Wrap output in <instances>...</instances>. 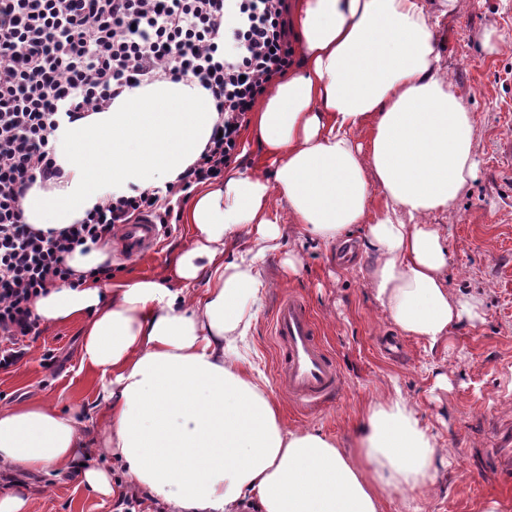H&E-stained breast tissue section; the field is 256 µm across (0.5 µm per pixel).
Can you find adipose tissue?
Returning a JSON list of instances; mask_svg holds the SVG:
<instances>
[{"label":"adipose tissue","mask_w":512,"mask_h":512,"mask_svg":"<svg viewBox=\"0 0 512 512\" xmlns=\"http://www.w3.org/2000/svg\"><path fill=\"white\" fill-rule=\"evenodd\" d=\"M296 25L298 65L271 88L251 132L273 169L226 173L190 199L192 237L176 263L183 287L102 283L93 273L110 254L87 244L65 257L71 280L32 303L42 322L83 320L80 364L103 379L104 446L171 512H381L385 495L435 485L442 449L399 391L370 404L342 447L288 429L265 384L229 354L255 318L257 263L286 230L280 205L300 233L329 244L364 225L369 286L403 334L435 345L479 318L476 296L449 291L445 240L425 221L478 172L472 115L438 65L429 0H297ZM216 119L207 90L165 76L64 123L54 140L62 176L27 191L26 222L60 230L109 195L175 181ZM231 235L248 247L228 263ZM85 422L42 400L0 409V465L76 471L112 495L111 473L81 465Z\"/></svg>","instance_id":"obj_1"}]
</instances>
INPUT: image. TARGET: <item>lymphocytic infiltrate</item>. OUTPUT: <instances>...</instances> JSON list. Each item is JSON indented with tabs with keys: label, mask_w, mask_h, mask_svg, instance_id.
Wrapping results in <instances>:
<instances>
[{
	"label": "lymphocytic infiltrate",
	"mask_w": 512,
	"mask_h": 512,
	"mask_svg": "<svg viewBox=\"0 0 512 512\" xmlns=\"http://www.w3.org/2000/svg\"><path fill=\"white\" fill-rule=\"evenodd\" d=\"M287 14L288 0H0L1 370L38 332L32 299L69 279L66 254L145 215L171 223L196 188L223 179L248 113L291 64ZM167 75L215 100V132L197 159L175 181L110 196L63 230L25 223L27 190L61 175L59 126Z\"/></svg>",
	"instance_id": "lymphocytic-infiltrate-1"
}]
</instances>
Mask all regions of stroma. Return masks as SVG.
<instances>
[{"label":"stroma","mask_w":512,"mask_h":512,"mask_svg":"<svg viewBox=\"0 0 512 512\" xmlns=\"http://www.w3.org/2000/svg\"><path fill=\"white\" fill-rule=\"evenodd\" d=\"M495 29V47L483 40ZM435 31L443 69L466 91L475 123V150L481 160L476 178L448 211L432 214L448 246L449 288L478 295L480 318L464 324L448 341L429 345L402 334L375 300L367 283L374 257L365 251L363 225L351 229L355 252L343 256L325 245L290 234L259 264L265 283L256 318L242 342L239 359L251 366L276 400L288 427L349 440L368 405L388 390L400 389L416 407L420 424L448 449L438 466L432 493L386 498L382 512H482L496 501L512 512V470L502 467L495 428L512 421V163L501 145L512 141V0H463L457 12L437 17ZM186 224L171 225L156 251L127 257L111 249L112 283L165 277L179 287L175 257L187 246ZM296 258L297 271L286 261ZM292 290L307 300L324 338L337 355L344 380L341 396L313 413L300 412L276 382L277 353L270 331L274 298ZM84 323L38 326L17 365L0 370V408L33 399L63 409H79L92 420L82 431V458L93 467H114L102 447L98 400L100 376L80 368ZM54 351L57 362L43 357ZM447 384H439V376ZM30 512H115L116 496L91 493L79 476H23Z\"/></svg>","instance_id":"1"}]
</instances>
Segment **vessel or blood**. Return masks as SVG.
Listing matches in <instances>:
<instances>
[{
	"label": "vessel or blood",
	"mask_w": 512,
	"mask_h": 512,
	"mask_svg": "<svg viewBox=\"0 0 512 512\" xmlns=\"http://www.w3.org/2000/svg\"><path fill=\"white\" fill-rule=\"evenodd\" d=\"M159 233L158 224L145 216L123 225L117 243L128 255L137 256L155 247ZM271 330L278 355L277 383L297 406L314 410L341 394L344 381L336 358L302 295L288 292L277 298Z\"/></svg>",
	"instance_id": "1"
}]
</instances>
